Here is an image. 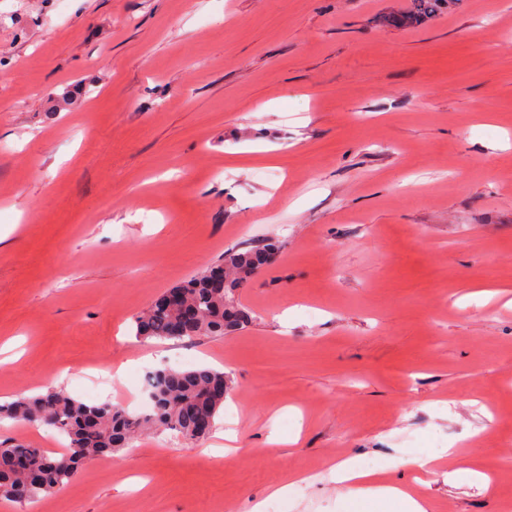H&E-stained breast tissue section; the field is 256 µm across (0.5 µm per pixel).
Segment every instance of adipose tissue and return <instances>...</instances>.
<instances>
[{
    "label": "adipose tissue",
    "mask_w": 512,
    "mask_h": 512,
    "mask_svg": "<svg viewBox=\"0 0 512 512\" xmlns=\"http://www.w3.org/2000/svg\"><path fill=\"white\" fill-rule=\"evenodd\" d=\"M332 472L337 483L348 487L351 494L398 505L403 512H427L426 503L414 497L406 486L382 482L376 471L360 468L352 460L333 465Z\"/></svg>",
    "instance_id": "ef3b65f1"
}]
</instances>
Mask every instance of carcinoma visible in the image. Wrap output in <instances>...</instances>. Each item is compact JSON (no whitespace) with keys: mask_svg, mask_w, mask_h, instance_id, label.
Listing matches in <instances>:
<instances>
[{"mask_svg":"<svg viewBox=\"0 0 512 512\" xmlns=\"http://www.w3.org/2000/svg\"><path fill=\"white\" fill-rule=\"evenodd\" d=\"M450 0H411V7L386 19L389 24L412 25L433 16ZM277 246L231 248L220 263L175 287L181 296L176 307L157 301L134 318L135 336L151 340H191L222 336L248 321L237 303L240 289L262 268L272 264ZM224 271L225 287H212L217 270ZM231 379L222 370L199 366L187 370L156 369L148 376L151 413L139 416L109 401L81 402L63 390L21 396L0 405V421H22L56 429L66 436L65 452L55 455L8 440L0 442V497L21 505L38 501L64 487L86 460L105 456L129 444L146 427L178 431L188 440L204 438L205 421L213 427L224 399L211 391Z\"/></svg>","mask_w":512,"mask_h":512,"instance_id":"1","label":"carcinoma"}]
</instances>
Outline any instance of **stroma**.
<instances>
[{"label": "stroma", "mask_w": 512, "mask_h": 512, "mask_svg": "<svg viewBox=\"0 0 512 512\" xmlns=\"http://www.w3.org/2000/svg\"><path fill=\"white\" fill-rule=\"evenodd\" d=\"M408 4L0 0V399L136 411L179 355L232 379L207 437L144 434L0 512H399L337 485L347 458L429 512L512 501V469L490 491L399 464L512 459V309L473 294L512 285V0L381 26ZM268 241L248 324L136 341L164 292ZM451 446L452 445L448 446V448H444L440 452L401 459L399 464L409 469H414L427 474L436 473L440 468L439 460L444 456L448 455V467L452 466L456 462V453Z\"/></svg>", "instance_id": "stroma-1"}]
</instances>
